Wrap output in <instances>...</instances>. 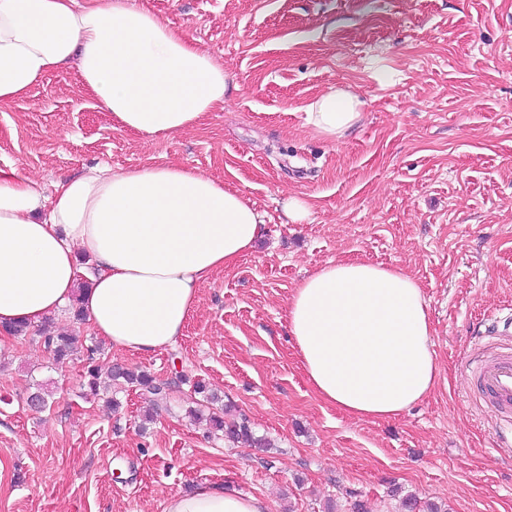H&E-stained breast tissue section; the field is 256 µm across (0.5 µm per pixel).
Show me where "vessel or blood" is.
<instances>
[{"instance_id": "1", "label": "vessel or blood", "mask_w": 512, "mask_h": 512, "mask_svg": "<svg viewBox=\"0 0 512 512\" xmlns=\"http://www.w3.org/2000/svg\"><path fill=\"white\" fill-rule=\"evenodd\" d=\"M466 368L473 375L483 399L498 416L500 447L512 446V344H491L469 359Z\"/></svg>"}]
</instances>
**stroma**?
I'll return each mask as SVG.
<instances>
[{"label":"stroma","instance_id":"obj_1","mask_svg":"<svg viewBox=\"0 0 512 512\" xmlns=\"http://www.w3.org/2000/svg\"><path fill=\"white\" fill-rule=\"evenodd\" d=\"M198 40L230 74L223 109L156 139L114 128L74 70L0 107V169L44 185L106 164L176 163L224 180L264 216L255 249L202 287L179 342L139 356L65 307L54 365L37 330L0 347V512H162L165 498L233 483L269 512H402L409 494L448 512H512V453L477 400L467 354L512 310V0H135ZM356 91L360 125L329 141L304 108ZM308 221L285 223L283 198ZM402 267L420 283L440 373L385 420L347 415L308 383L288 334L297 283L328 262ZM101 369L148 371L168 390L123 388L112 410L80 396L86 349ZM203 382L263 448L215 437L187 410ZM42 384L50 409L31 410ZM283 212L287 220L293 224H301L307 220L310 205L307 200L298 196H289L283 201ZM45 350L52 357L55 364H64L73 355L74 341L70 336H54L45 326L40 332Z\"/></svg>","mask_w":512,"mask_h":512}]
</instances>
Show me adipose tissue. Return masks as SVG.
<instances>
[{
    "instance_id": "1",
    "label": "adipose tissue",
    "mask_w": 512,
    "mask_h": 512,
    "mask_svg": "<svg viewBox=\"0 0 512 512\" xmlns=\"http://www.w3.org/2000/svg\"><path fill=\"white\" fill-rule=\"evenodd\" d=\"M73 67L119 129L167 137L223 107L229 74L185 32L134 0H0V106ZM360 100L333 88L305 123L336 140L359 124ZM262 234L253 201L175 164L95 166L45 193L0 169V326L37 325L80 294L92 332L147 355L182 336L201 288L237 266ZM94 267L78 289V260ZM287 328L309 384L358 418L389 419L434 388L439 368L418 282L404 269L331 263L293 288ZM163 512H268L232 484L176 493Z\"/></svg>"
}]
</instances>
